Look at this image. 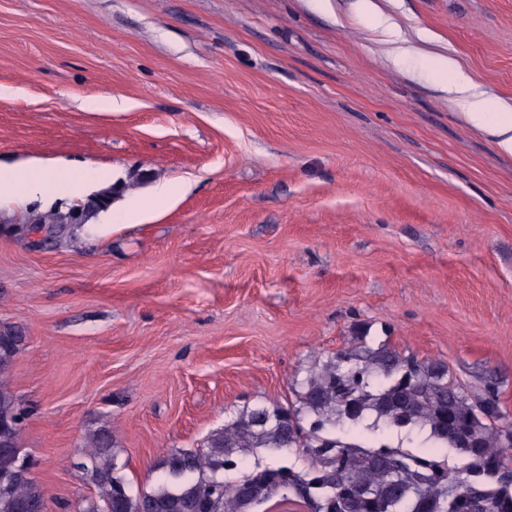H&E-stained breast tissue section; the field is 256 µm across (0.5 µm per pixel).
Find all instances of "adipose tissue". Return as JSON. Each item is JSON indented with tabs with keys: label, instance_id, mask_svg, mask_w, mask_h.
<instances>
[{
	"label": "adipose tissue",
	"instance_id": "obj_1",
	"mask_svg": "<svg viewBox=\"0 0 512 512\" xmlns=\"http://www.w3.org/2000/svg\"><path fill=\"white\" fill-rule=\"evenodd\" d=\"M356 7L361 16L373 19L390 46L394 62L419 56V49L401 38L397 24L380 8L378 0H358ZM439 62L455 73L454 80L444 85L443 90L464 122L488 138L499 154L512 157V105L496 106L468 73L459 70L453 57L440 56ZM111 184L108 175L99 170L87 174L63 166L0 167V203L19 209L36 194L60 196L77 203Z\"/></svg>",
	"mask_w": 512,
	"mask_h": 512
}]
</instances>
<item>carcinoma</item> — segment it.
Wrapping results in <instances>:
<instances>
[{
	"mask_svg": "<svg viewBox=\"0 0 512 512\" xmlns=\"http://www.w3.org/2000/svg\"><path fill=\"white\" fill-rule=\"evenodd\" d=\"M139 183H117L78 204L28 206L1 218L21 239L33 227L51 247L76 239L74 228L108 209ZM22 327L0 323V512H47L43 488L20 456L25 413L10 379L26 343ZM359 344L318 362L296 382L286 404L246 408L211 432L201 450L175 449L166 473L149 491L133 494L121 474L112 433L92 435L93 451L76 467L97 496L78 512H256L279 497L296 498L309 512H512V443L502 442L495 390L478 399L450 379L440 360L423 361L386 343ZM429 429L439 445L418 453L375 446L365 434ZM254 448L295 450L308 469L275 463L236 480L224 474L244 465ZM467 459L451 470L440 450Z\"/></svg>",
	"mask_w": 512,
	"mask_h": 512,
	"instance_id": "cac0c4a2",
	"label": "carcinoma"
}]
</instances>
